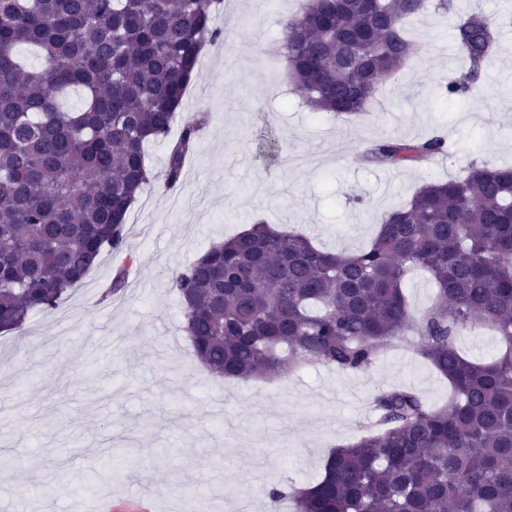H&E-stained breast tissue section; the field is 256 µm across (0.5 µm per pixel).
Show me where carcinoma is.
<instances>
[{
    "mask_svg": "<svg viewBox=\"0 0 512 512\" xmlns=\"http://www.w3.org/2000/svg\"><path fill=\"white\" fill-rule=\"evenodd\" d=\"M224 0H0V331L57 309L105 251L126 250L129 213L145 187L182 180L205 115L189 119L162 175L146 145L165 139L203 49L222 36ZM409 0H305L278 44L316 112L360 116L415 55ZM468 76L496 57L499 28L479 12L452 29ZM40 50L33 70L17 48ZM79 87L82 105L60 100ZM440 136L383 139L369 163L427 165ZM436 287L420 317L402 286L413 269ZM199 363L224 378L284 376L304 359L368 369L415 330L416 354L448 380V404L409 387L374 397L378 419L332 450L322 477L297 491L298 512H512V167L471 164L426 182L384 214L371 244L325 251L258 221L213 244L169 278ZM492 326L505 352L463 356L456 337Z\"/></svg>",
    "mask_w": 512,
    "mask_h": 512,
    "instance_id": "obj_1",
    "label": "carcinoma"
}]
</instances>
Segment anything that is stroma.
Listing matches in <instances>:
<instances>
[{
    "instance_id": "stroma-1",
    "label": "stroma",
    "mask_w": 512,
    "mask_h": 512,
    "mask_svg": "<svg viewBox=\"0 0 512 512\" xmlns=\"http://www.w3.org/2000/svg\"><path fill=\"white\" fill-rule=\"evenodd\" d=\"M451 3L448 12L429 0L408 27L417 56L406 77L347 120L311 111L277 52L301 0H224L216 23L228 36L209 49L217 65L197 70L181 109L208 116L181 184L154 181L130 213L125 252L103 253L59 309L0 333V457L11 462L0 512H91L111 492L178 505L192 489L216 505L239 501V512H293L291 492L356 439L379 389L407 385L431 406L447 402V381L410 347L358 372L305 362L286 377L214 379L193 358L168 276L259 218L357 250L424 181L462 176L474 161L512 165V42L468 96L439 98L468 68L451 46L456 13L478 9L512 28V0ZM439 43L446 53L433 52ZM437 132L452 152L432 167L361 159L377 140ZM123 266L126 283L110 294ZM61 477L72 492L41 499ZM271 482L287 493L275 506L263 492Z\"/></svg>"
}]
</instances>
